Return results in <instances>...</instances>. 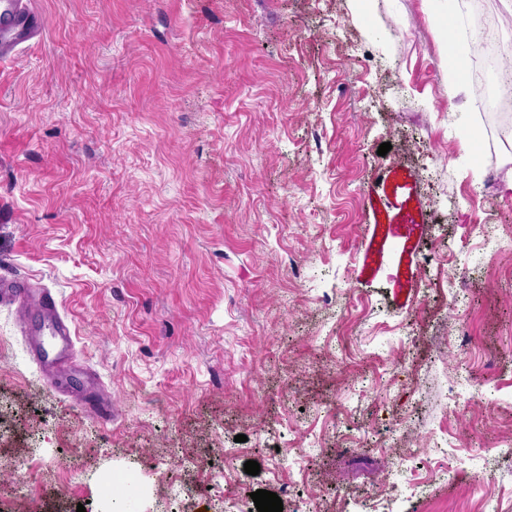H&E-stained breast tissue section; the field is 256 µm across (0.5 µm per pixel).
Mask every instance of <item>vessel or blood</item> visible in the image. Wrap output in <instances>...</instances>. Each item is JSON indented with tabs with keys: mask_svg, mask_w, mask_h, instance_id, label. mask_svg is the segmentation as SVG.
I'll use <instances>...</instances> for the list:
<instances>
[{
	"mask_svg": "<svg viewBox=\"0 0 512 512\" xmlns=\"http://www.w3.org/2000/svg\"><path fill=\"white\" fill-rule=\"evenodd\" d=\"M44 26L43 16L29 8L28 0H0V53L29 44ZM0 303L18 309L38 362L56 372L71 366L75 354L72 327L61 316L49 289L33 287L23 277H0ZM48 335L55 341L56 352L52 355L44 347Z\"/></svg>",
	"mask_w": 512,
	"mask_h": 512,
	"instance_id": "vessel-or-blood-1",
	"label": "vessel or blood"
}]
</instances>
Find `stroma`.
<instances>
[{"label": "stroma", "instance_id": "35a3bbf8", "mask_svg": "<svg viewBox=\"0 0 512 512\" xmlns=\"http://www.w3.org/2000/svg\"><path fill=\"white\" fill-rule=\"evenodd\" d=\"M31 5L0 277L52 291L86 372L57 388L0 306V512H512V145L473 0Z\"/></svg>", "mask_w": 512, "mask_h": 512}]
</instances>
